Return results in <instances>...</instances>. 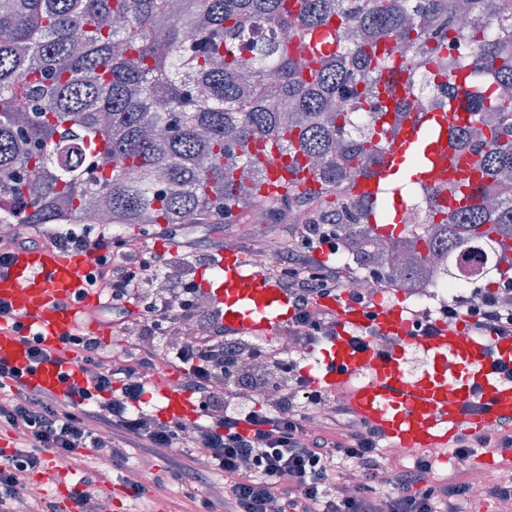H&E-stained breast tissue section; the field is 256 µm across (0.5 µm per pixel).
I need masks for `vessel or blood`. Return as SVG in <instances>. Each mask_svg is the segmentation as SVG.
<instances>
[{"label":"vessel or blood","instance_id":"obj_1","mask_svg":"<svg viewBox=\"0 0 512 512\" xmlns=\"http://www.w3.org/2000/svg\"><path fill=\"white\" fill-rule=\"evenodd\" d=\"M455 121L451 112H415L405 120L385 151V163L375 175L358 179L356 192L376 201L403 157L423 147L425 162L418 174L422 185L432 186L457 178L449 160L448 128ZM87 256L82 252L54 249L21 250L0 266V302L23 315V332L0 320V359L24 368L28 386L65 397L72 384L84 376L69 362L63 336L81 329L99 336L111 335L93 316L99 294L88 288L84 275ZM210 290L223 312L226 329L241 334L268 335L271 327L283 326L293 316L287 293L265 280L232 251L216 261ZM336 315V334L330 340L318 383L330 388L348 387L349 404L365 421L377 426L391 445L399 448H449L464 420L461 407L471 399L484 404L472 417L478 432L505 418H512V378L493 370V363L512 366V340L468 335L462 328L442 329L436 336L415 333L403 307L377 305L367 309L350 301L331 300ZM38 334L50 356L34 371H26L24 335ZM391 338L392 347L358 350L353 334ZM420 351L429 359L418 377L407 375L406 354ZM161 400V415L169 420L195 415L191 394L166 382L152 380Z\"/></svg>","mask_w":512,"mask_h":512}]
</instances>
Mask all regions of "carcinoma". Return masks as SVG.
<instances>
[{
    "instance_id": "cac0c4a2",
    "label": "carcinoma",
    "mask_w": 512,
    "mask_h": 512,
    "mask_svg": "<svg viewBox=\"0 0 512 512\" xmlns=\"http://www.w3.org/2000/svg\"><path fill=\"white\" fill-rule=\"evenodd\" d=\"M469 14L461 30L456 21ZM463 41L453 58L443 48ZM448 130L457 181L406 180L413 227L353 193L415 111ZM343 93L349 107L340 109ZM288 179L269 178L271 152ZM347 226L356 263L404 289L452 256L512 253V0H0V222ZM397 235L379 227L394 220Z\"/></svg>"
}]
</instances>
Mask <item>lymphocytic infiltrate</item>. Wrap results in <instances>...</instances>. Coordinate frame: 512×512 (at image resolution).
<instances>
[{
  "label": "lymphocytic infiltrate",
  "mask_w": 512,
  "mask_h": 512,
  "mask_svg": "<svg viewBox=\"0 0 512 512\" xmlns=\"http://www.w3.org/2000/svg\"><path fill=\"white\" fill-rule=\"evenodd\" d=\"M336 227L306 224L294 231L278 257L261 273L291 297L294 316L286 330L299 342L298 354H283L264 338L225 330L214 304H202L203 288L193 262L184 256L160 258L141 242L111 229L74 230L63 224H34L0 244V265L29 247L92 251L96 264L86 275L90 288L106 293L111 325L134 339L133 355L115 362L99 337L79 332L64 338L88 385L59 399L27 387L22 372L0 360V427L22 442L0 450V512H15L27 479L44 470L48 458L79 465L93 454L122 468L131 448H172L178 453L171 478L186 487L187 512H465L472 492L465 473H442L438 461L421 451L411 465H389L379 431L357 417L345 395L317 387L302 367L303 354L335 334L336 318L324 299L374 305L370 294L351 290L357 272L318 256L335 249ZM177 295H149L154 282ZM142 301L141 315L127 310ZM422 335L439 323L463 325L469 335L512 337V277L494 288L456 295L438 310L412 313ZM203 330L193 343L158 350L153 343L166 324ZM171 368L194 397L198 416L192 430L163 420L147 408L153 372ZM462 461L489 452L497 457L484 494L501 512H512V420L456 437ZM386 483H379L381 471ZM224 475L222 505L198 494L209 475ZM348 492H339V485Z\"/></svg>",
  "instance_id": "lymphocytic-infiltrate-1"
}]
</instances>
